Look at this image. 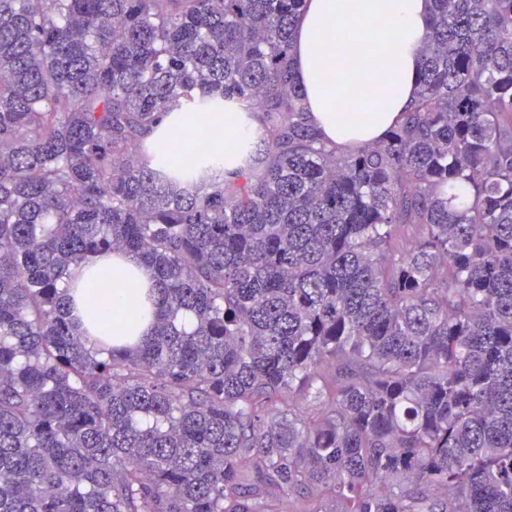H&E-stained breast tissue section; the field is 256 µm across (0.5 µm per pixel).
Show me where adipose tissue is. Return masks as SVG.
<instances>
[{"instance_id":"adipose-tissue-1","label":"adipose tissue","mask_w":512,"mask_h":512,"mask_svg":"<svg viewBox=\"0 0 512 512\" xmlns=\"http://www.w3.org/2000/svg\"><path fill=\"white\" fill-rule=\"evenodd\" d=\"M428 0H306L295 31L294 74L305 91L307 118L337 150L380 139L407 110L417 91L420 51L429 33ZM370 84H363L364 75ZM258 117L240 123L234 112H172L152 132L165 153L187 158L193 145L226 157L234 141L251 138ZM155 282L125 255L73 268L66 294L70 316L87 318L86 293L104 298L92 335L149 331Z\"/></svg>"}]
</instances>
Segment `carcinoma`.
Wrapping results in <instances>:
<instances>
[{
	"label": "carcinoma",
	"mask_w": 512,
	"mask_h": 512,
	"mask_svg": "<svg viewBox=\"0 0 512 512\" xmlns=\"http://www.w3.org/2000/svg\"><path fill=\"white\" fill-rule=\"evenodd\" d=\"M304 4L0 0V512H512V0H431L410 110L346 152ZM225 110L265 132L236 169L150 160ZM114 250L160 304L90 347L63 285Z\"/></svg>",
	"instance_id": "obj_1"
}]
</instances>
